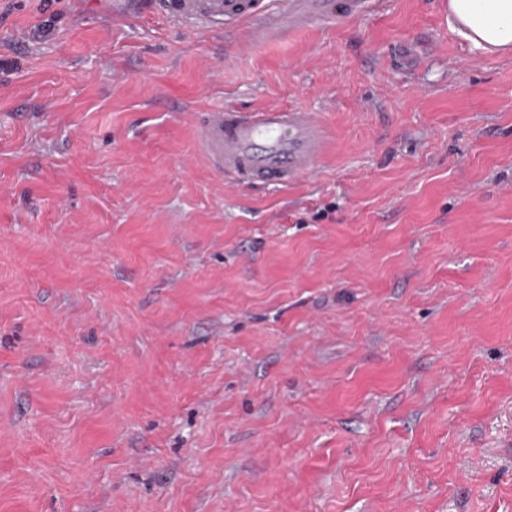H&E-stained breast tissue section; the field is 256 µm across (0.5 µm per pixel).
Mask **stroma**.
<instances>
[{
  "label": "stroma",
  "mask_w": 512,
  "mask_h": 512,
  "mask_svg": "<svg viewBox=\"0 0 512 512\" xmlns=\"http://www.w3.org/2000/svg\"><path fill=\"white\" fill-rule=\"evenodd\" d=\"M269 105L310 177L195 160ZM0 512H512V56L0 0ZM201 153L234 186L291 184L313 174L327 152L326 127L313 112L282 106L193 115Z\"/></svg>",
  "instance_id": "obj_1"
}]
</instances>
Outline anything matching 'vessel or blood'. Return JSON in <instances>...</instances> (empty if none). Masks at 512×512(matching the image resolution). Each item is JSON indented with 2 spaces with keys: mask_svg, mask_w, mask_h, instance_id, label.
Segmentation results:
<instances>
[{
  "mask_svg": "<svg viewBox=\"0 0 512 512\" xmlns=\"http://www.w3.org/2000/svg\"><path fill=\"white\" fill-rule=\"evenodd\" d=\"M386 0H147V8L178 25L215 33L245 25L254 40H278L320 22L359 18ZM201 153L232 185L290 184L313 174L329 136L311 112L282 106L260 111L199 112Z\"/></svg>",
  "mask_w": 512,
  "mask_h": 512,
  "instance_id": "vessel-or-blood-1",
  "label": "vessel or blood"
}]
</instances>
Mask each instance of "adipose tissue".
<instances>
[{
	"label": "adipose tissue",
	"instance_id": "adipose-tissue-1",
	"mask_svg": "<svg viewBox=\"0 0 512 512\" xmlns=\"http://www.w3.org/2000/svg\"><path fill=\"white\" fill-rule=\"evenodd\" d=\"M448 25L484 54L512 55V0H448Z\"/></svg>",
	"mask_w": 512,
	"mask_h": 512
}]
</instances>
